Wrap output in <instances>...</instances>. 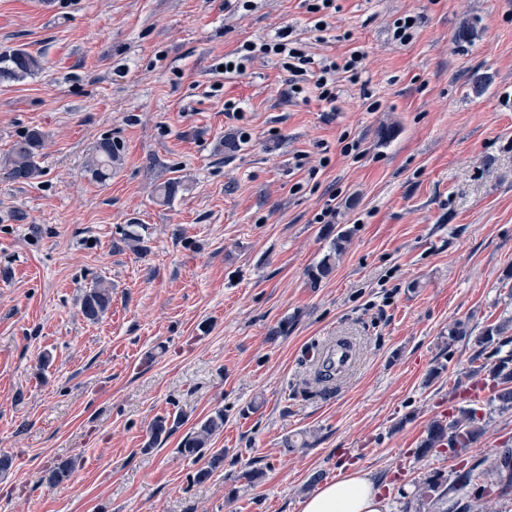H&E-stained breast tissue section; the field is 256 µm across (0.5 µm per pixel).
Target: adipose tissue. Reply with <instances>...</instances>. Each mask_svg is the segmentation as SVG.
Wrapping results in <instances>:
<instances>
[{
    "label": "adipose tissue",
    "instance_id": "ef3b65f1",
    "mask_svg": "<svg viewBox=\"0 0 512 512\" xmlns=\"http://www.w3.org/2000/svg\"><path fill=\"white\" fill-rule=\"evenodd\" d=\"M302 512H390V500L369 473L351 469L308 496Z\"/></svg>",
    "mask_w": 512,
    "mask_h": 512
}]
</instances>
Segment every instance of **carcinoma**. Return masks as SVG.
Segmentation results:
<instances>
[{"label": "carcinoma", "mask_w": 512, "mask_h": 512, "mask_svg": "<svg viewBox=\"0 0 512 512\" xmlns=\"http://www.w3.org/2000/svg\"><path fill=\"white\" fill-rule=\"evenodd\" d=\"M43 69L41 57L31 54L24 48L9 49L0 53V81H16L34 75ZM43 134L38 130L30 131L17 141L11 155L4 163L3 175L16 181H29L41 174L39 163ZM118 160L117 148L112 139L101 140L90 159L86 172L93 179L105 182L112 178V165ZM112 303V289L98 282L83 295L81 309L84 317L92 322L99 320ZM482 381L491 385V400L502 405L512 406V353L499 358L485 369ZM483 416L481 408L473 403L460 407L457 413L445 419L433 421L427 430L426 438L417 448V455L426 458L441 448H447L454 454L469 447L482 430ZM224 427V412L218 410L214 415L201 421L187 433L181 442L179 452L184 456L202 457L210 450L212 438ZM75 468L72 461L57 464L48 474L52 484H61L69 480ZM448 490L443 488L441 475L434 472L428 475L423 487L415 490L412 499L431 504L427 512H447L444 508Z\"/></svg>", "instance_id": "1"}]
</instances>
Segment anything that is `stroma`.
<instances>
[{
  "label": "stroma",
  "instance_id": "35a3bbf8",
  "mask_svg": "<svg viewBox=\"0 0 512 512\" xmlns=\"http://www.w3.org/2000/svg\"><path fill=\"white\" fill-rule=\"evenodd\" d=\"M337 4L320 42L303 0H0V52L43 61L0 83V165L45 136L41 176H0V512H301L345 465L386 485L391 512L434 471L448 512H512V488L456 481L471 466L496 483L512 409L485 407L460 456H415L512 318V0ZM407 13L421 23L401 45ZM284 26L318 59L363 52L361 82L338 75L330 105L290 96L273 58L216 72ZM105 138L120 162L101 184L84 165ZM100 280L112 303L91 322ZM339 336L355 361L320 381ZM218 410L212 469L178 448ZM160 417L176 426L155 442ZM111 303V288L99 281L88 291H85L81 302L82 313L86 319L95 322L105 313Z\"/></svg>",
  "mask_w": 512,
  "mask_h": 512
}]
</instances>
